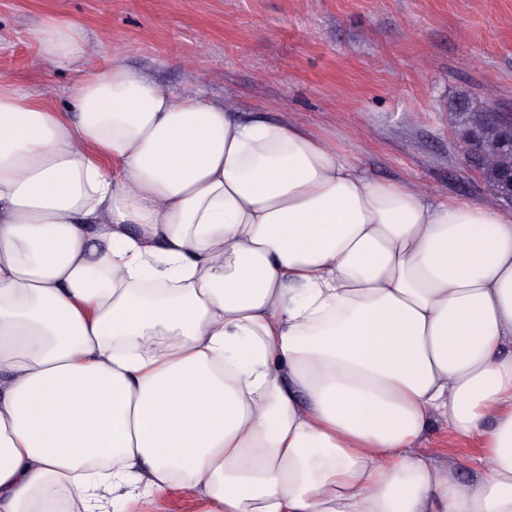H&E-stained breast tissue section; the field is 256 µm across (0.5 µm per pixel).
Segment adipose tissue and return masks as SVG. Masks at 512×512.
<instances>
[{"label": "adipose tissue", "mask_w": 512, "mask_h": 512, "mask_svg": "<svg viewBox=\"0 0 512 512\" xmlns=\"http://www.w3.org/2000/svg\"><path fill=\"white\" fill-rule=\"evenodd\" d=\"M38 42L82 76H0V512H512V214ZM416 450L437 464H450L456 476L471 482L474 477V459L479 455L474 439L448 432L440 422H432L416 445ZM141 510L153 512H201L202 504L193 495L175 488L167 492L165 497L157 504H144ZM159 510V511H156Z\"/></svg>", "instance_id": "adipose-tissue-1"}]
</instances>
